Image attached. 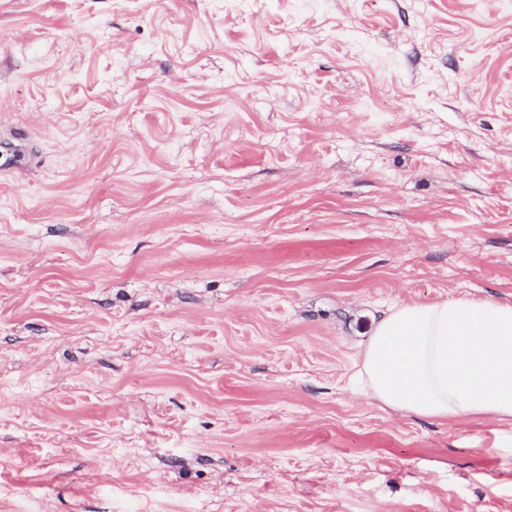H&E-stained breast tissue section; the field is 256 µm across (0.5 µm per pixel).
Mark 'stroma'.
I'll return each mask as SVG.
<instances>
[{
	"instance_id": "stroma-1",
	"label": "stroma",
	"mask_w": 512,
	"mask_h": 512,
	"mask_svg": "<svg viewBox=\"0 0 512 512\" xmlns=\"http://www.w3.org/2000/svg\"><path fill=\"white\" fill-rule=\"evenodd\" d=\"M454 298L512 304V0H0V512H512V423L356 377Z\"/></svg>"
}]
</instances>
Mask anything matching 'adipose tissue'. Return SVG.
Returning a JSON list of instances; mask_svg holds the SVG:
<instances>
[{"mask_svg":"<svg viewBox=\"0 0 512 512\" xmlns=\"http://www.w3.org/2000/svg\"><path fill=\"white\" fill-rule=\"evenodd\" d=\"M359 375L392 409L512 422V304H405L381 319Z\"/></svg>","mask_w":512,"mask_h":512,"instance_id":"1","label":"adipose tissue"}]
</instances>
